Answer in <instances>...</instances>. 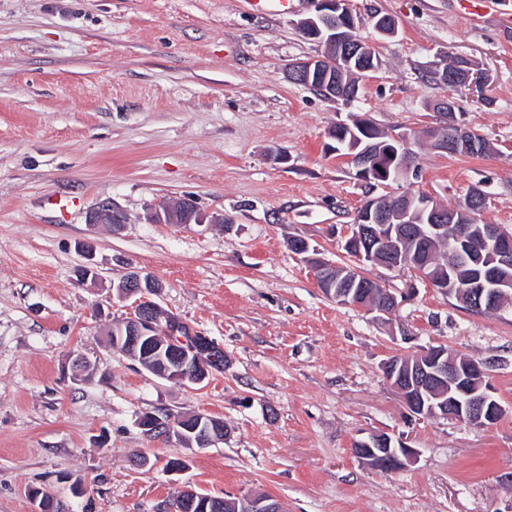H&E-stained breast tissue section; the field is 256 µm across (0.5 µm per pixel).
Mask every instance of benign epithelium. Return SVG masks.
Masks as SVG:
<instances>
[{
	"label": "benign epithelium",
	"mask_w": 512,
	"mask_h": 512,
	"mask_svg": "<svg viewBox=\"0 0 512 512\" xmlns=\"http://www.w3.org/2000/svg\"><path fill=\"white\" fill-rule=\"evenodd\" d=\"M313 13L298 22L304 37L333 45L334 52L299 62L292 77L315 82L327 97L346 101L356 96L354 87L343 81L344 71L357 63V71H376L373 53L363 43L350 44L347 32L354 22L347 0H309ZM434 149L446 153L463 143L472 142L469 129L459 124L440 125L427 131ZM399 145L397 178L416 174L412 166L413 142L406 135H394ZM382 157V143L371 142L353 147L345 155L359 178L369 181ZM471 209L446 210L426 194L406 193L399 200L385 195L368 198L357 212L355 224L345 234V251L354 259L349 266L350 282L344 286L332 281L330 273L338 265L310 255L304 238L293 240L296 255L311 268L322 292L338 304L354 306L382 316L393 315L399 303L389 289L374 281L362 280L361 267L380 265L387 269L408 268L430 282L432 258L421 249L402 250L406 225L423 224L419 237L448 244L445 274L437 280L439 289L477 313H498L512 301V234L498 224L477 226ZM149 219L156 224L190 225L205 223L206 216L189 198L175 204L159 203ZM91 224H110L119 230L126 215L115 203L103 201L88 215ZM160 292L159 283L142 271L131 272L112 284V296L120 300L135 298L130 316L112 330L115 346L135 359H144L150 349L162 358L161 366L149 370L161 378L204 383L215 366L224 364V347L193 331L185 323L164 313L150 299ZM386 380L396 388L407 408L418 417H450L459 421L493 424L504 409L495 399L494 388L486 380L483 364L448 351L443 344L432 345L404 358L388 360ZM140 426L148 435L160 433L174 437L179 444L204 449L224 439V424L203 414L183 415L173 422L164 416L147 413ZM352 454L371 469L386 467L399 470L415 461L417 450L403 438L371 434L354 443ZM35 512H57V502L39 489L31 492ZM183 507L196 512H280L277 500L264 494H245L213 501L185 487L181 492Z\"/></svg>",
	"instance_id": "1"
}]
</instances>
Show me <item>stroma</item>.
<instances>
[{"label": "stroma", "mask_w": 512, "mask_h": 512, "mask_svg": "<svg viewBox=\"0 0 512 512\" xmlns=\"http://www.w3.org/2000/svg\"><path fill=\"white\" fill-rule=\"evenodd\" d=\"M348 7L380 61L350 102L288 76L324 52L296 26L309 0H0V512H32L33 488L66 512H157L188 485L263 492L282 512H512V309L472 313L410 270L367 265L403 298L379 317L328 299L290 248L301 237L349 263L342 233L363 201L407 190L453 207L479 187L478 222L512 231V0L478 26L454 0ZM377 13L394 37L376 34ZM451 56L487 80L457 97L455 120L493 152L424 144L418 178L357 179L331 150L336 122L442 125L432 105L448 89L432 74ZM184 198L212 223L149 221ZM105 200L125 212L121 230L88 223ZM131 271L223 346V371L164 380L112 348L133 306L112 283ZM437 343L487 362L498 422L409 413L382 366ZM161 412L204 413L227 434L202 450L145 435L141 416ZM373 433L406 436L416 461L361 465L351 448ZM178 457L186 470L167 472Z\"/></svg>", "instance_id": "obj_1"}]
</instances>
